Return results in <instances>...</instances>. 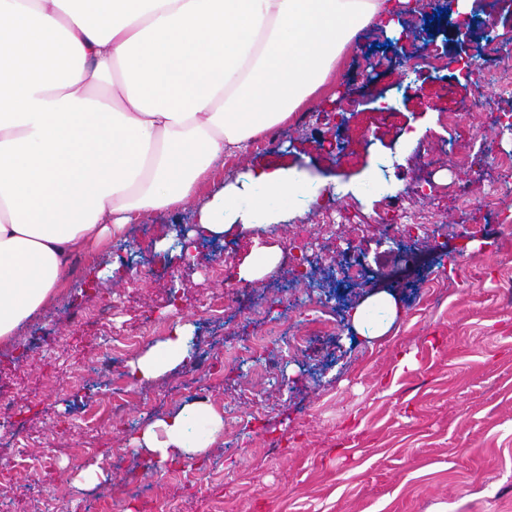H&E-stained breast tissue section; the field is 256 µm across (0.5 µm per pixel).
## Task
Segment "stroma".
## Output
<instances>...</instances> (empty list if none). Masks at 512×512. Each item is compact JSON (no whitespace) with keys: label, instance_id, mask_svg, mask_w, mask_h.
<instances>
[{"label":"stroma","instance_id":"1","mask_svg":"<svg viewBox=\"0 0 512 512\" xmlns=\"http://www.w3.org/2000/svg\"><path fill=\"white\" fill-rule=\"evenodd\" d=\"M468 13L488 27L512 65V0H470ZM395 32L360 30L323 96L288 125L224 160L218 178L231 181L249 166H288L317 183L335 186L339 202L367 226L353 239L360 268L341 290L335 335L315 338L294 352L285 337L302 333L295 306L309 288L335 284L337 240H322L309 284H295L280 265L249 283L248 307H239L214 271L223 253L203 241L191 254L163 246L165 237L195 222L196 203L146 213L99 258V269H75L67 288L0 339V375L22 376L27 391L16 399L8 431L0 432V512H44L54 495L69 512H100L117 485L126 489L127 512H512V302L501 287L512 279V192L489 209L462 205L444 188L459 171L432 170L430 142L454 152L455 134L441 111L464 113L485 155L481 176L496 180V159L512 154V131L498 115L512 111L491 74H483L492 111L474 106L456 66L402 74L393 53ZM348 142L344 156L326 154L322 138ZM397 163L390 192L408 207L430 206L428 235L388 241L378 226L385 199L357 191L379 159ZM429 179L436 198L418 191ZM484 226L477 249L465 230ZM403 286L400 313L390 332L368 340L351 323L353 309L385 287ZM224 300L221 314L209 299ZM279 304L294 318L271 336L267 349L238 365H225L224 349L266 333L255 307ZM179 319L195 326L198 352L215 363L207 397L223 407L226 434L203 461L184 474L142 460L129 448L139 427L195 401L184 388L185 368L134 384L135 399L103 433H88L91 405L112 399L109 377L92 368L113 338L156 323L152 340ZM91 369L76 379V366ZM58 447L50 465L14 464L16 436ZM275 439L268 457L254 451ZM95 449L88 459L87 449ZM105 481L78 483L88 466Z\"/></svg>","mask_w":512,"mask_h":512}]
</instances>
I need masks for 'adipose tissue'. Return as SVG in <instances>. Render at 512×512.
<instances>
[{
  "label": "adipose tissue",
  "mask_w": 512,
  "mask_h": 512,
  "mask_svg": "<svg viewBox=\"0 0 512 512\" xmlns=\"http://www.w3.org/2000/svg\"><path fill=\"white\" fill-rule=\"evenodd\" d=\"M0 0V339L65 288L146 212L198 200L222 238L266 232L320 185L287 168L214 177L224 155L282 126L323 92L361 28L396 0ZM122 78L90 108L113 70ZM399 314L381 292L351 316L369 339ZM193 326L128 365L136 382L193 359ZM224 415L195 401L145 423L131 444L164 466L206 454Z\"/></svg>",
  "instance_id": "adipose-tissue-1"
}]
</instances>
